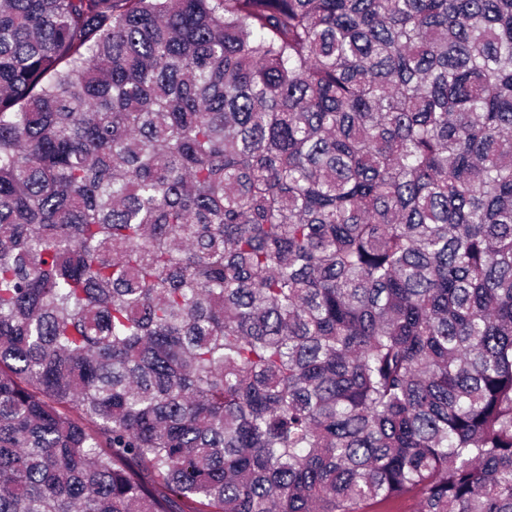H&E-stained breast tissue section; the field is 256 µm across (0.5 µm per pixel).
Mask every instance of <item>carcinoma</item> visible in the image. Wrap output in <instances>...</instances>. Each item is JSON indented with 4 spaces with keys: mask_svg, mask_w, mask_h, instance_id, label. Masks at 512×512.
I'll use <instances>...</instances> for the list:
<instances>
[{
    "mask_svg": "<svg viewBox=\"0 0 512 512\" xmlns=\"http://www.w3.org/2000/svg\"><path fill=\"white\" fill-rule=\"evenodd\" d=\"M512 512V0H0V512Z\"/></svg>",
    "mask_w": 512,
    "mask_h": 512,
    "instance_id": "cac0c4a2",
    "label": "carcinoma"
}]
</instances>
